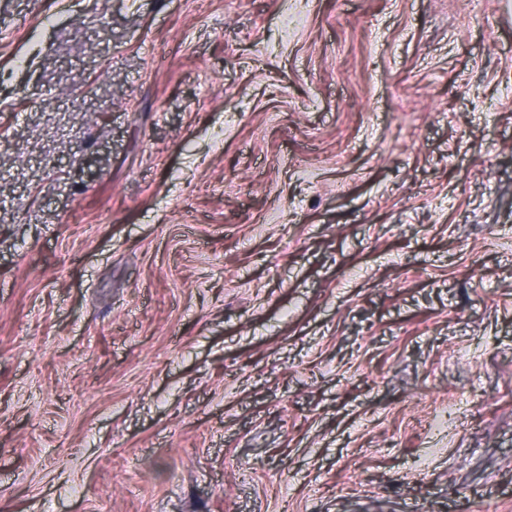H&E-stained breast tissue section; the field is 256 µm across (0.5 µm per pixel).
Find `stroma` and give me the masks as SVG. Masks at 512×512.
<instances>
[{"instance_id":"35a3bbf8","label":"stroma","mask_w":512,"mask_h":512,"mask_svg":"<svg viewBox=\"0 0 512 512\" xmlns=\"http://www.w3.org/2000/svg\"><path fill=\"white\" fill-rule=\"evenodd\" d=\"M512 512V0H0V512Z\"/></svg>"}]
</instances>
